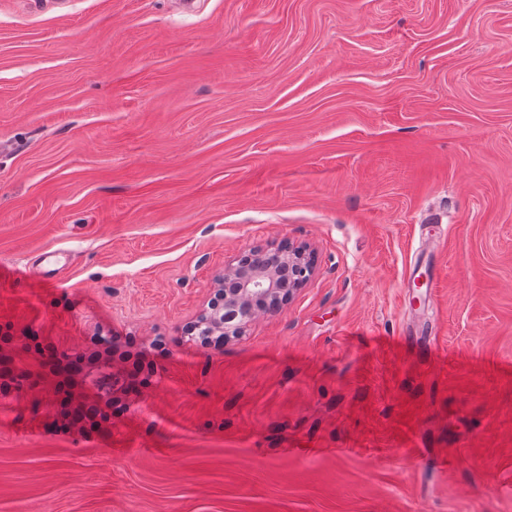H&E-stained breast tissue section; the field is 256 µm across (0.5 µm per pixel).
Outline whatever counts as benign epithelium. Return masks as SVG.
I'll return each mask as SVG.
<instances>
[{
    "mask_svg": "<svg viewBox=\"0 0 512 512\" xmlns=\"http://www.w3.org/2000/svg\"><path fill=\"white\" fill-rule=\"evenodd\" d=\"M314 256L307 248L287 241L274 248L254 249L240 255L224 268L222 282L224 306L241 313L240 324L225 326L216 317L218 305L211 304L209 311L200 314L191 332L207 345L212 337L220 336L227 341L241 333L242 325L255 316L265 298L283 294L287 302L293 293L304 287L315 271Z\"/></svg>",
    "mask_w": 512,
    "mask_h": 512,
    "instance_id": "obj_1",
    "label": "benign epithelium"
}]
</instances>
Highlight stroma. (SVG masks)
Here are the masks:
<instances>
[{
  "instance_id": "obj_1",
  "label": "stroma",
  "mask_w": 512,
  "mask_h": 512,
  "mask_svg": "<svg viewBox=\"0 0 512 512\" xmlns=\"http://www.w3.org/2000/svg\"><path fill=\"white\" fill-rule=\"evenodd\" d=\"M0 0V512H512V0ZM309 282L187 327L237 255ZM314 256L306 247L295 246L284 241L274 248L254 249L240 255L230 266L224 268L222 291L224 306L241 313L236 327L227 326L216 317L220 304H211L210 313L200 314L191 327V335L207 345L227 341L230 336H239L241 328L255 316L268 296L285 295L280 301L286 303L293 293L304 287L315 271ZM224 288V289H223ZM211 336H222L219 342ZM115 353L116 351L110 348L104 350L105 356L100 351H93L88 356L86 354L77 355L75 360H70L66 363L50 359L43 362V366L48 367L49 371L59 378L56 383V392L62 396L65 414L70 417L73 426H79V429H81L84 423L95 420L97 416H100L102 420L108 419V414L103 412L98 404L105 399V406L112 409V390L105 396L97 397L95 404H93L94 406H90L87 409L84 407L87 405L85 402H79L75 406H72V404L74 390L77 388L84 389V374L99 366V363L112 365V357ZM85 369L88 370L85 372Z\"/></svg>"
}]
</instances>
